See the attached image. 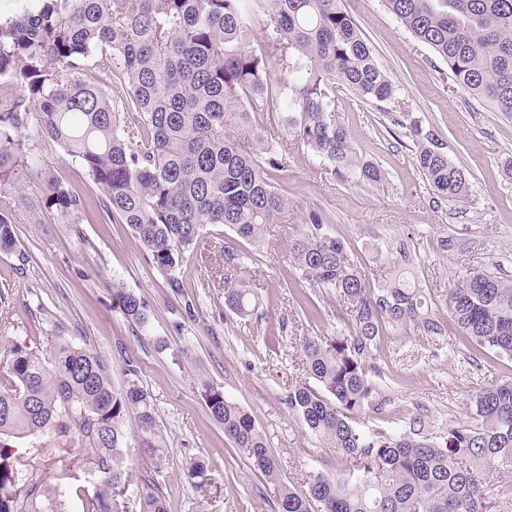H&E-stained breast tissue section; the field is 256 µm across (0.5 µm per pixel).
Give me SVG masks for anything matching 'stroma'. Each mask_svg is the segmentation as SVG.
Listing matches in <instances>:
<instances>
[{"label": "stroma", "instance_id": "1", "mask_svg": "<svg viewBox=\"0 0 512 512\" xmlns=\"http://www.w3.org/2000/svg\"><path fill=\"white\" fill-rule=\"evenodd\" d=\"M396 89L393 99L362 101L336 96L335 118L358 155L386 172L369 186L333 176L332 167L303 145L288 151L274 183L288 209L260 242L238 239L224 225L203 230L199 254L184 256L176 275L180 292L148 261L125 224H59L33 211L41 184L21 180L1 194L14 221L16 247L0 251V350L62 335L88 344L122 385L135 367L150 394L165 438L163 469L136 457L127 497L137 502L154 479L168 512H277L281 484L302 490L309 475L342 473L347 464L324 447L289 412L285 398L299 382V340L346 331V310L335 290L309 282L290 259L292 238L310 213L321 214L378 287L384 269L405 246L440 317L448 315L446 289L475 265L512 276V116L470 98L453 85L444 62L413 38L382 0H344ZM430 130L471 184L467 202L434 201L414 161L402 115ZM451 238L449 248L440 242ZM236 244L259 271L263 286L257 315L243 320L224 306L225 243ZM143 298L151 312L140 331L120 313L113 284ZM381 413L362 412L361 427L408 428L422 416L431 433L465 420L473 393L512 377V361L473 350L454 325L425 336L401 327L384 336ZM222 386L249 412L280 465L272 482L225 438L200 396L201 380ZM209 466V485L189 479L193 462Z\"/></svg>", "mask_w": 512, "mask_h": 512}]
</instances>
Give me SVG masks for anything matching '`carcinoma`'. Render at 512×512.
Returning <instances> with one entry per match:
<instances>
[{"instance_id":"1","label":"carcinoma","mask_w":512,"mask_h":512,"mask_svg":"<svg viewBox=\"0 0 512 512\" xmlns=\"http://www.w3.org/2000/svg\"><path fill=\"white\" fill-rule=\"evenodd\" d=\"M415 38L443 60L468 96L512 115V0H385ZM263 13L261 48L252 17ZM124 95L112 99V80ZM383 102L394 86L343 0H38L34 11L0 18V189L23 177L40 181L39 207L66 224L128 225L149 261L168 275L198 249L207 224H224L257 242L286 210L273 184L288 140L328 161L332 174L374 185L385 179L358 157L334 118L336 91ZM61 148L87 174L81 188L33 159V136ZM413 160L438 199L468 197L465 172L433 134L409 126ZM15 247L11 218L0 211V251ZM310 281L333 288L351 328L305 336V379L285 397L288 409L348 465L349 476L317 473L307 489L282 486L277 512H500L488 492L490 468L512 466V378L472 396L466 420L440 434L361 430L353 418L372 405L386 332L413 324L440 336L444 322L413 266L393 263L379 288L350 258L320 215L290 245ZM224 305L239 317L258 312L256 272L232 244L223 250ZM123 317L144 327L147 304L120 285ZM448 316L474 348L512 359V280L473 268L448 287ZM117 390L105 360L61 336L12 343L0 363V512H128L130 448L165 465V444L148 393L127 369ZM201 396L224 436L271 481L279 464L252 416L223 388ZM136 430L128 442L125 421ZM47 432L64 444L24 453L18 438ZM56 482L44 477L47 467ZM140 512H167L155 487Z\"/></svg>"}]
</instances>
